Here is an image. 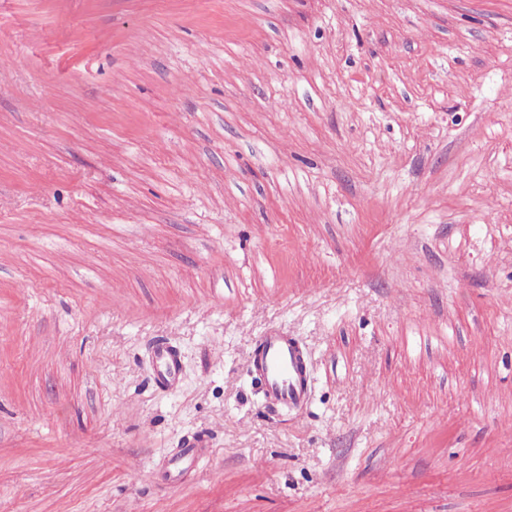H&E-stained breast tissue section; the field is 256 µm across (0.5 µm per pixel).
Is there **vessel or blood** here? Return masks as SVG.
<instances>
[{
    "instance_id": "1",
    "label": "vessel or blood",
    "mask_w": 512,
    "mask_h": 512,
    "mask_svg": "<svg viewBox=\"0 0 512 512\" xmlns=\"http://www.w3.org/2000/svg\"><path fill=\"white\" fill-rule=\"evenodd\" d=\"M158 381L166 387L178 381L180 357L174 347L159 344L154 349ZM252 365L263 382V396L271 408L298 410L304 407L313 389V367L297 337L281 330H269L261 338Z\"/></svg>"
}]
</instances>
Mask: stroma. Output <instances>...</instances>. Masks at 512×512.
<instances>
[{
	"instance_id": "obj_1",
	"label": "stroma",
	"mask_w": 512,
	"mask_h": 512,
	"mask_svg": "<svg viewBox=\"0 0 512 512\" xmlns=\"http://www.w3.org/2000/svg\"><path fill=\"white\" fill-rule=\"evenodd\" d=\"M0 512H512V0H0ZM252 365L263 382V396L271 408L299 410L313 389V367L300 340L285 336L279 329L269 330L261 338ZM154 362L158 382L171 387L178 382L180 357L174 347L161 343L154 349Z\"/></svg>"
}]
</instances>
